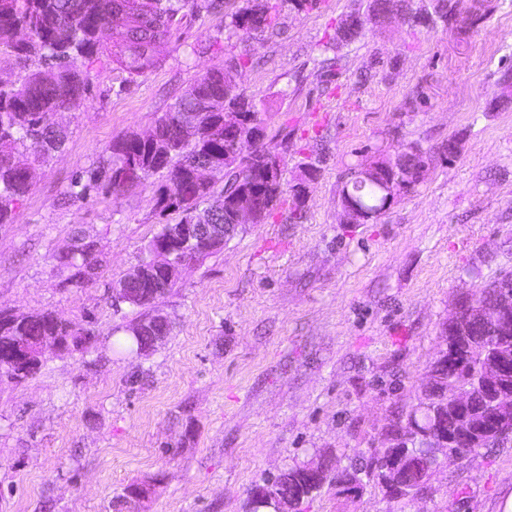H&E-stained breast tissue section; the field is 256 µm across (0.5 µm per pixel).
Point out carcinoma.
<instances>
[{
    "label": "carcinoma",
    "instance_id": "carcinoma-1",
    "mask_svg": "<svg viewBox=\"0 0 512 512\" xmlns=\"http://www.w3.org/2000/svg\"><path fill=\"white\" fill-rule=\"evenodd\" d=\"M246 5L231 15L224 27L241 39L249 40L274 25L278 5L244 0ZM392 0H373L367 13H351L336 27L334 41L343 45L360 37L369 24L382 26L389 21ZM219 0H0V54L14 56L24 74L15 80L0 77V224L8 220L32 184L31 170L16 164L17 155L29 152L34 159L45 161L65 142V130L54 123V115L73 110L87 90L93 58L112 54V62L131 76L152 70L166 49L173 30L188 13L215 9ZM122 17L112 47L103 45L99 30L112 26L113 17ZM448 23L446 0H431V8L416 17V23L435 25ZM247 61L240 59L223 68L212 69L190 83L176 103L164 112L155 125L156 137L143 142L136 134L124 135L112 142L107 159L88 172L85 183H75L70 196L84 200L90 192L104 189L115 197L139 187L150 176L163 173L156 189L159 214L177 212L181 224H232L235 205L253 196L262 201L261 221L269 219L285 195L292 197L293 217L302 218L306 199L293 185L287 189L282 176L273 182L249 164L229 166L224 173V189L220 203L205 206L214 196L211 183H198L193 174L213 160L224 162V145L238 141L244 153L259 151L251 142L252 128L224 126V113L249 112L253 100L234 92L239 70ZM430 153L412 145L398 153L406 185L398 193H407L420 180V170ZM389 161L378 160L368 172L354 170L341 189L343 219L351 218L358 207L375 221L383 213L386 192L382 187L390 181ZM57 266L72 270L70 280L81 286L97 275L100 262L94 245L81 242L55 255ZM178 272L146 278L134 306L152 308L155 301L175 286ZM494 289L487 283L476 288L462 301L472 309L487 302ZM28 342L45 340L62 353L86 349L95 338L90 328L57 318L50 312L29 315L3 332ZM482 367L479 355L473 353L459 365V359L448 357V365L438 374L426 378L425 386L432 395L419 401L395 428L412 433L417 415L434 410L438 424L457 436L448 454L467 456L479 449L460 437L461 429L489 427L494 413L484 404L475 377ZM396 452L391 438L380 447L371 448L351 465L394 499V489L384 482L380 466L388 455ZM437 462L425 458L421 449L409 448L401 454L397 469L398 482L404 486L401 496L408 497L426 487ZM304 466L288 468V476L277 477L270 488L280 500L296 508L311 497L306 489Z\"/></svg>",
    "mask_w": 512,
    "mask_h": 512
}]
</instances>
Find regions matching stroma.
<instances>
[{
	"label": "stroma",
	"mask_w": 512,
	"mask_h": 512,
	"mask_svg": "<svg viewBox=\"0 0 512 512\" xmlns=\"http://www.w3.org/2000/svg\"><path fill=\"white\" fill-rule=\"evenodd\" d=\"M471 2L448 0L433 28L395 11L339 46L341 19L370 0L284 5L249 41L224 27L243 0H224L187 16L147 75L94 63L79 108L56 117L64 147L33 163L28 195L0 224V307L54 312L97 342L47 352L24 383L0 377V512H117L134 482L150 492L133 512H247L250 490L288 468L326 457L341 468L384 439L416 404L458 296L512 272V0H492L467 29ZM243 56L238 83L284 185L317 170L304 217L281 205L184 267L155 303L169 335L127 354L119 329L140 310L114 308L112 286L179 217L156 210L155 175L118 200L77 202L71 186L113 139L148 132L196 77ZM451 138L452 158L440 150ZM410 145L431 155L420 183L377 223H342L349 171ZM78 235L101 264L81 287L53 260ZM511 493L508 439L439 457L411 502L326 485L302 510L498 512Z\"/></svg>",
	"instance_id": "35a3bbf8"
}]
</instances>
